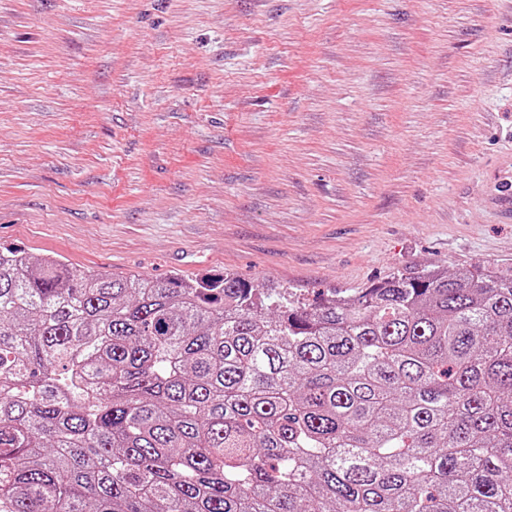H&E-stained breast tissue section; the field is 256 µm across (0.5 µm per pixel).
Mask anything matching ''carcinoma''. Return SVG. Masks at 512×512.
I'll list each match as a JSON object with an SVG mask.
<instances>
[{
	"mask_svg": "<svg viewBox=\"0 0 512 512\" xmlns=\"http://www.w3.org/2000/svg\"><path fill=\"white\" fill-rule=\"evenodd\" d=\"M0 512H512V272L309 301L0 251Z\"/></svg>",
	"mask_w": 512,
	"mask_h": 512,
	"instance_id": "obj_1",
	"label": "carcinoma"
}]
</instances>
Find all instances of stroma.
<instances>
[{
    "mask_svg": "<svg viewBox=\"0 0 512 512\" xmlns=\"http://www.w3.org/2000/svg\"><path fill=\"white\" fill-rule=\"evenodd\" d=\"M512 0H0V248L304 298L512 268Z\"/></svg>",
    "mask_w": 512,
    "mask_h": 512,
    "instance_id": "35a3bbf8",
    "label": "stroma"
}]
</instances>
